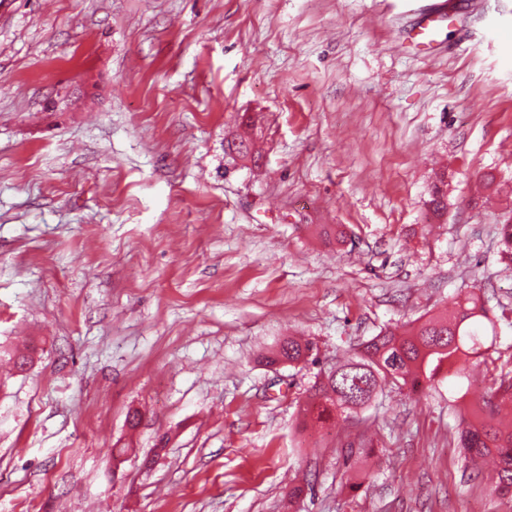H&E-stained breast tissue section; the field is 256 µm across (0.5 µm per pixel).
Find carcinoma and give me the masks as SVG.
Masks as SVG:
<instances>
[{"label": "carcinoma", "mask_w": 512, "mask_h": 512, "mask_svg": "<svg viewBox=\"0 0 512 512\" xmlns=\"http://www.w3.org/2000/svg\"><path fill=\"white\" fill-rule=\"evenodd\" d=\"M445 180L439 177L428 207L440 218L447 209ZM501 257L512 261V222L499 228ZM492 296L470 291L440 313L406 329L384 328L364 341L356 352L336 362L310 387V402L301 413L316 422L356 414L374 402L383 388L420 386L446 372L461 378L467 365L490 359L497 338V322L512 326L506 314L496 316ZM317 361L311 341L289 337L267 357V363ZM512 407V374L500 373L485 395L464 407L458 447L463 449L467 480L489 488L491 494L512 500V426L500 420Z\"/></svg>", "instance_id": "cac0c4a2"}]
</instances>
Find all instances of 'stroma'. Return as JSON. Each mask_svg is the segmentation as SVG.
Wrapping results in <instances>:
<instances>
[{
	"label": "stroma",
	"instance_id": "1",
	"mask_svg": "<svg viewBox=\"0 0 512 512\" xmlns=\"http://www.w3.org/2000/svg\"><path fill=\"white\" fill-rule=\"evenodd\" d=\"M511 217L512 0H0V350L38 348L0 367V512H512L448 406L510 326L465 380L296 420L384 326L476 285L512 316ZM290 336L318 362L266 365ZM442 21V16L436 10H430L424 17L418 30L411 36V43L416 48L429 49L435 42L436 22Z\"/></svg>",
	"mask_w": 512,
	"mask_h": 512
}]
</instances>
